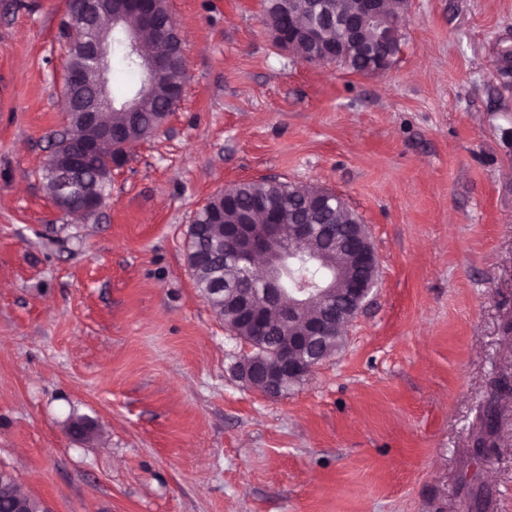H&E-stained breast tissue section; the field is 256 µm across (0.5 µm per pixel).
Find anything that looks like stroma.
Wrapping results in <instances>:
<instances>
[{
  "instance_id": "obj_1",
  "label": "stroma",
  "mask_w": 512,
  "mask_h": 512,
  "mask_svg": "<svg viewBox=\"0 0 512 512\" xmlns=\"http://www.w3.org/2000/svg\"><path fill=\"white\" fill-rule=\"evenodd\" d=\"M168 9L187 90L84 221L42 177L65 0H0V472L49 512H512V0H408L379 75L282 50L262 0ZM264 177L336 191L379 259L281 396L239 378L251 347L186 262L198 208Z\"/></svg>"
}]
</instances>
